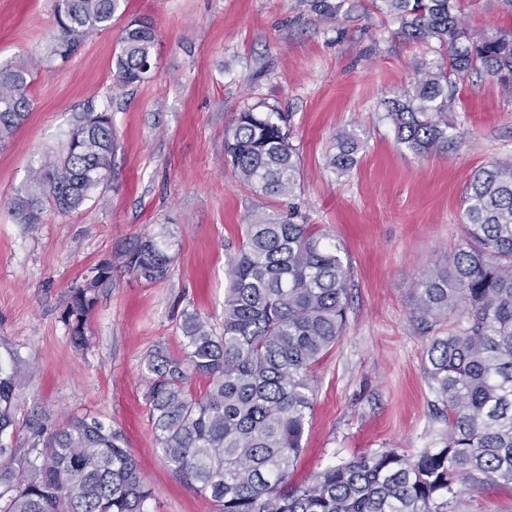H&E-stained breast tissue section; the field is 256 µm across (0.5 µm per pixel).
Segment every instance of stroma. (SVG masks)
Segmentation results:
<instances>
[{
	"label": "stroma",
	"mask_w": 512,
	"mask_h": 512,
	"mask_svg": "<svg viewBox=\"0 0 512 512\" xmlns=\"http://www.w3.org/2000/svg\"><path fill=\"white\" fill-rule=\"evenodd\" d=\"M55 0H0V62L50 60L30 90L31 112L0 149V361L27 384L16 401L18 458H34L27 423L90 413L124 431L150 485L148 512H207L171 471L145 403L144 357L183 346L182 311L214 328L224 319L225 269L243 226L261 211L298 212L344 250L351 288L343 336L315 368L316 395L294 483L367 451L415 454L448 429L424 369L430 340L413 317L412 289L447 268L463 237V190L494 161L512 160V87L462 76L448 104V148L418 155L399 143L383 102L443 59L397 37L398 21L374 0H344L325 22L312 0H129L110 29L54 60ZM474 36L512 28L505 0H462ZM155 27L149 79L118 85L113 56L124 27ZM264 102L293 115L301 161L294 199L274 201L224 161V129ZM112 114L109 186L79 210L21 224L9 203L32 166L61 148L87 108ZM362 142L355 166L328 165L336 135ZM147 235L164 236L167 279L125 274L99 290L86 348H75L64 310L88 268ZM460 512H512V491L465 489Z\"/></svg>",
	"instance_id": "stroma-1"
}]
</instances>
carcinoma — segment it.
<instances>
[{
  "mask_svg": "<svg viewBox=\"0 0 512 512\" xmlns=\"http://www.w3.org/2000/svg\"><path fill=\"white\" fill-rule=\"evenodd\" d=\"M126 0H56L53 55L68 59L93 31L112 27ZM403 38L434 44L448 67L426 70L386 102L397 139L416 154L448 147V98L454 78L481 70L512 86V32L474 37L459 0H382ZM125 28L115 58L121 85L140 83L155 55L153 24ZM40 62L0 65V143L31 110L29 88ZM289 116L257 104L224 130V160L240 180L271 198L300 188V158ZM361 143L336 135L330 165L352 168ZM112 116L86 111L61 154L30 169L10 201L21 224L48 210L71 212L103 191L112 167ZM464 236L448 268L415 289L414 316L430 330L465 306L469 320L434 335L425 372L443 406L448 433L437 448L364 453L290 484L315 399V366L346 326L348 262L342 247L294 214L257 215L244 225L238 256L225 269L224 320L218 333L185 311L180 353L164 343L145 355V400L158 448L176 477L211 503V512H457L464 488L512 489V163L478 170L464 190ZM174 256L152 236L133 242L73 288L65 308L71 342L89 343L98 288L129 273L148 283L168 277ZM205 385L195 390L197 381ZM26 378L0 366V499L5 512H147L152 490L126 449L125 436L92 414L63 425L44 414L29 421L36 459L16 456L14 404Z\"/></svg>",
  "mask_w": 512,
  "mask_h": 512,
  "instance_id": "carcinoma-1",
  "label": "carcinoma"
}]
</instances>
